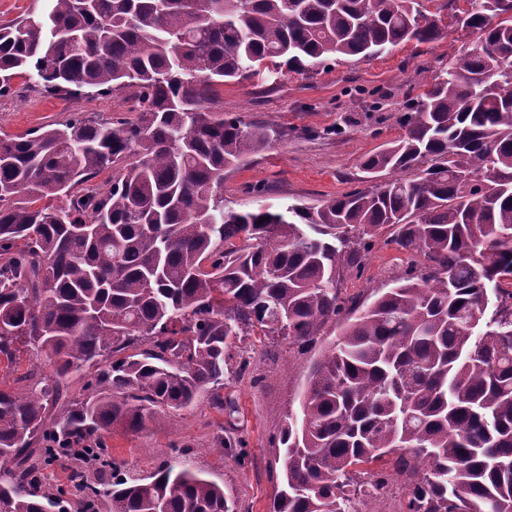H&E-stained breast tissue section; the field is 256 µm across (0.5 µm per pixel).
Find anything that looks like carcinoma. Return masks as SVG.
<instances>
[{"instance_id":"1","label":"carcinoma","mask_w":512,"mask_h":512,"mask_svg":"<svg viewBox=\"0 0 512 512\" xmlns=\"http://www.w3.org/2000/svg\"><path fill=\"white\" fill-rule=\"evenodd\" d=\"M51 2L46 21L0 24V96L16 77L50 95L122 89L135 116L0 133V358L53 366L0 388V512H234L181 461L113 473L104 434L204 392L222 407L236 342L303 345L330 323L339 338L279 435L273 512H360L396 479L407 512H512V0ZM454 26L477 41L363 158L374 183L319 207L224 210V173L275 132L213 110L217 86ZM106 169V191L82 188ZM386 226L404 273L369 303L342 297ZM88 365L89 393L68 397ZM78 452L100 478L72 472L65 505L40 471Z\"/></svg>"}]
</instances>
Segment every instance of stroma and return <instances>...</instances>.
<instances>
[{"mask_svg": "<svg viewBox=\"0 0 512 512\" xmlns=\"http://www.w3.org/2000/svg\"><path fill=\"white\" fill-rule=\"evenodd\" d=\"M475 40L452 31L435 43H409L376 58L343 56L309 76L267 74L221 86L215 110L263 123L276 133L271 147L225 174V209L315 206L361 187V160L400 135L397 119L410 100L424 92L454 48ZM130 108L121 90L108 96L87 89L50 96L17 77L11 92L0 96V132L47 128L76 112L96 119L125 117ZM257 186L263 195L254 194ZM391 234L383 228L363 272L344 276V295L369 302L391 287L406 266L404 254L387 243ZM331 343L326 335L304 346L244 338L233 356L245 359L249 368L242 375H225L224 407L205 394L189 409L159 417L143 430L115 429L104 437L113 461L122 474L146 477L173 450H185L195 469L223 482L236 512H271L282 487L281 429L306 387L310 367Z\"/></svg>", "mask_w": 512, "mask_h": 512, "instance_id": "obj_1", "label": "stroma"}]
</instances>
